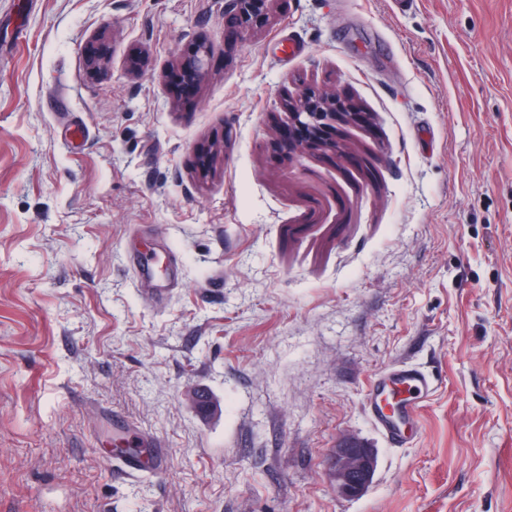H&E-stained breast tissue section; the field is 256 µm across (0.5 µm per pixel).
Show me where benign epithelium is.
<instances>
[{"label":"benign epithelium","instance_id":"7a95c632","mask_svg":"<svg viewBox=\"0 0 512 512\" xmlns=\"http://www.w3.org/2000/svg\"><path fill=\"white\" fill-rule=\"evenodd\" d=\"M274 0H224V30L245 37L255 28L264 26L269 20ZM110 52L102 45L87 59L88 68L96 74H105L109 67ZM208 47L198 45L193 59L181 64L189 80L195 84L203 82L207 75L206 58ZM343 107L333 95L308 90L301 95L300 104L290 108L296 120L306 117L313 123L334 120L341 115ZM377 464L375 449L364 443L346 438L332 449L327 459L329 476L338 491L345 497L355 498L365 492L371 483Z\"/></svg>","mask_w":512,"mask_h":512}]
</instances>
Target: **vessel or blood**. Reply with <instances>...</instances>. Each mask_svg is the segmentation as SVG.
Masks as SVG:
<instances>
[{
  "instance_id": "1",
  "label": "vessel or blood",
  "mask_w": 512,
  "mask_h": 512,
  "mask_svg": "<svg viewBox=\"0 0 512 512\" xmlns=\"http://www.w3.org/2000/svg\"><path fill=\"white\" fill-rule=\"evenodd\" d=\"M435 390L436 379L424 367L395 363L368 383L364 392L365 415L390 447H408L417 437L412 427L419 422V409ZM112 428L124 432L126 442L125 449L111 461L113 472L128 479L162 473L168 456L164 442L117 412L112 415Z\"/></svg>"
}]
</instances>
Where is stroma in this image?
<instances>
[{"instance_id": "35a3bbf8", "label": "stroma", "mask_w": 512, "mask_h": 512, "mask_svg": "<svg viewBox=\"0 0 512 512\" xmlns=\"http://www.w3.org/2000/svg\"><path fill=\"white\" fill-rule=\"evenodd\" d=\"M223 11L0 0V512H512V0ZM309 87L352 115L290 137ZM401 360L437 390L395 449ZM115 411L160 478L113 474ZM273 2L274 0H225L224 29L241 38L249 35L252 29L267 23ZM206 44H199L193 59L186 63H179L189 80L198 85L203 82L207 75L206 58L208 56ZM435 391L436 379L424 367L397 362L368 383L365 415L391 448H407L419 433V409ZM377 464L374 448L346 438L333 448L327 459L329 476L345 497L355 498L371 483Z\"/></svg>"}]
</instances>
